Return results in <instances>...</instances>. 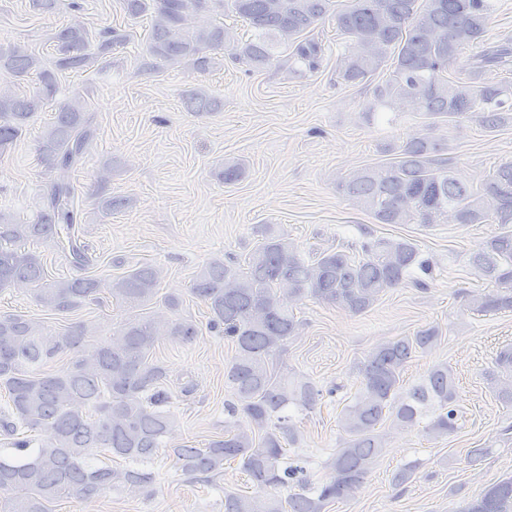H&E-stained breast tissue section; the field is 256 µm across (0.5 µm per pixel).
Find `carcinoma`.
<instances>
[{"label": "carcinoma", "mask_w": 512, "mask_h": 512, "mask_svg": "<svg viewBox=\"0 0 512 512\" xmlns=\"http://www.w3.org/2000/svg\"><path fill=\"white\" fill-rule=\"evenodd\" d=\"M124 7L132 17L151 13L147 51L153 69L191 65L206 71L216 65L210 52L223 50L253 68L276 60L289 74L314 72L325 53L314 31L333 22L347 39L336 58L340 80L370 82L389 66L362 115L411 110L424 123L392 148L393 158L350 172L336 181V191L379 224L498 225L499 232L481 240L470 257L493 288L468 295L464 309L512 310V161L474 184L456 174L443 139L431 135L435 127L461 118L489 131L512 124V85L491 80L512 65V39L485 47L460 74L448 76L465 50L483 41L490 0H351L341 9L335 0H124ZM208 11L216 15L215 23L190 25ZM229 14L248 22V39L236 38L224 25ZM53 39L58 55L48 64L24 45L0 46V65L39 82L23 96L0 92V153L55 101L57 73L87 71L125 35L109 28L92 45L83 27L67 25ZM95 133L93 113L74 96L57 105L54 121L42 132L40 162L51 170L74 166ZM80 217L76 189L63 179L47 185L34 223L0 216V290L29 289L40 304L61 313L95 300L99 280L89 275L49 280L39 257L25 250L29 241L51 243L86 270L90 260L76 231ZM429 269V261L405 238H371L306 256L270 226L244 259L203 265L191 291L209 310V328L235 342L236 356L224 374L231 391L225 410L231 417L243 415L247 424L233 426L203 448L174 449L183 472L216 475L225 462H239L257 492L224 493V512H326L350 499L374 469L386 444L384 424L422 423L435 439L455 433L458 384L448 364L404 383L412 358L438 342V329L427 327L375 347L353 367L355 391L338 418L343 443L328 463L326 480L313 482L305 461L287 456L285 448L299 438L294 418L311 411L320 396L312 381L283 366L288 342L300 328L291 304L311 299L360 315L407 282L425 287L417 272ZM108 292L123 307L143 309L159 293V272L141 264L113 279ZM162 305L161 312L130 316L106 337L81 321L52 332L22 315H0V383L9 398L0 431L14 437L17 451L0 455V512H49L48 504L56 500L149 483L144 472L95 467L90 456L100 448L126 461L147 460L175 424L167 409L168 371L153 358L155 336L165 330L185 344L198 328L175 315L176 298L168 296ZM68 354L70 367L51 373L48 364ZM495 366L490 387L499 403L512 408V345L498 351ZM37 429L48 430L46 442L31 435ZM278 487L293 492L284 499L267 493ZM463 512H512V477L488 487Z\"/></svg>", "instance_id": "obj_1"}]
</instances>
